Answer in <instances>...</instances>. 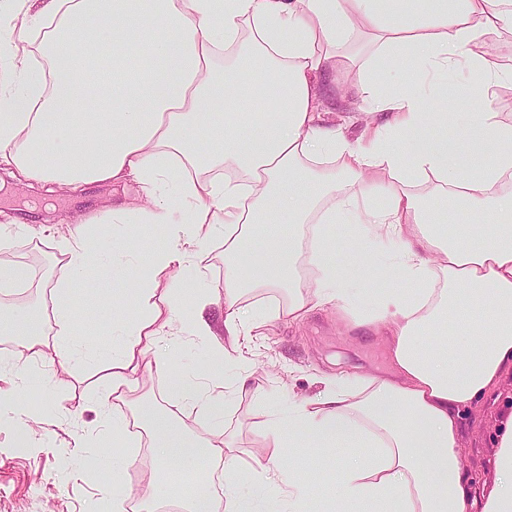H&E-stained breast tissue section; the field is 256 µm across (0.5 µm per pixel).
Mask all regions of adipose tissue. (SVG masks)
Returning <instances> with one entry per match:
<instances>
[{
    "mask_svg": "<svg viewBox=\"0 0 512 512\" xmlns=\"http://www.w3.org/2000/svg\"><path fill=\"white\" fill-rule=\"evenodd\" d=\"M2 14L22 18L38 53L18 58L16 86L0 85V163L53 192L137 183L149 208L113 207L111 224L168 232L112 296L136 310L112 326L122 339L112 353L121 399H133L138 355L176 318V298L157 294L161 276L200 268L219 232L231 338L333 303L383 326L390 345L387 372L327 378L314 397L273 415V458L354 449L318 499L299 468H244L232 436L214 442L133 399L158 464L189 478L213 466L224 477L223 505L164 482L139 512H160L167 498L182 512H512V418L490 491H474L461 449L462 409L512 368V123L489 96L482 111H457L447 84L460 73L480 74L489 89L512 83V69L485 50L512 41V0H0ZM94 46L105 49L112 79L87 91ZM230 54L235 65L219 68ZM388 60L409 65L414 90L370 82ZM355 69L362 111L388 116L366 146L322 119V87ZM245 71L273 77L269 95L252 92ZM424 179L435 190L412 193ZM442 193L468 209L470 224L438 221ZM340 224L354 241L341 261ZM98 247V232L71 233L56 290L59 352L77 362L90 353L71 286ZM373 275L407 287L373 290ZM266 289L283 291V302L244 312L243 299ZM458 321L451 355L426 349L443 323ZM46 333L41 314L0 310L1 336L34 346ZM170 389L222 422V396L198 376L177 374ZM129 441L124 419H113L96 471L120 481Z\"/></svg>",
    "mask_w": 512,
    "mask_h": 512,
    "instance_id": "obj_1",
    "label": "adipose tissue"
}]
</instances>
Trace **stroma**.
<instances>
[{"label":"stroma","mask_w":512,"mask_h":512,"mask_svg":"<svg viewBox=\"0 0 512 512\" xmlns=\"http://www.w3.org/2000/svg\"><path fill=\"white\" fill-rule=\"evenodd\" d=\"M324 120L341 124L351 142L365 140L369 126L379 115L361 114L347 85L337 86L325 99ZM145 205L138 185H79L57 197L31 190L26 183L6 180L0 188V260L26 265L29 279L22 288L0 292V308H35L45 318L54 312V289L66 274L64 241L76 225H91L107 216L119 203ZM204 301H187L191 317L174 323L158 349L141 360L139 393L170 411L188 429L223 438L236 432L234 453L243 463L269 460L265 425L276 402L301 401L321 388L322 375L381 373L389 352L382 332L353 325L351 315L335 305L317 307L303 322L280 317L259 336L231 341L224 329V237L216 235L205 248ZM119 281L105 276L101 265L89 266L75 283L70 306L94 349L112 346L113 307H98L97 299L119 288ZM205 321L209 335H198L196 321ZM233 352L222 355V347ZM0 356L8 361L0 369V404L10 403L11 385L25 370H33L50 384L48 394H30L27 411L0 421V512H112V497L102 491L88 462L99 443L108 437L105 421L112 415L132 416L123 404H101L99 396L112 388L106 362L78 364L58 355V338L48 333L39 355L19 341L0 337ZM182 371L219 375L232 382L248 374L250 389L233 395L226 405L224 426H215L191 403L173 398L168 389ZM264 399H256L253 388ZM512 413V372L500 386L464 414L463 464L473 484L493 488L498 477L489 465L503 419ZM87 440L78 450L76 440Z\"/></svg>","instance_id":"stroma-1"}]
</instances>
